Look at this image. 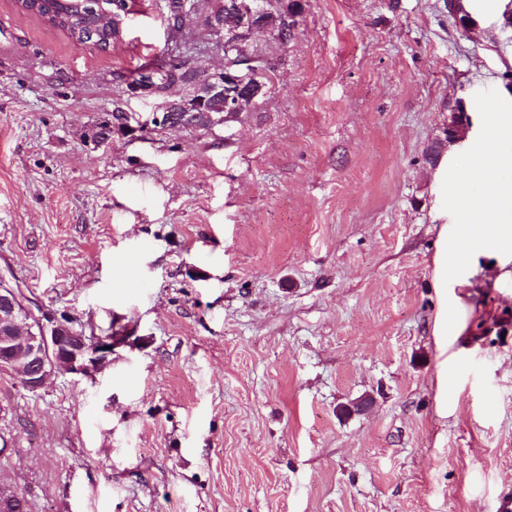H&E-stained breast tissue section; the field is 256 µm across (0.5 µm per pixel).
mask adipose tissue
Returning <instances> with one entry per match:
<instances>
[{
  "instance_id": "obj_1",
  "label": "adipose tissue",
  "mask_w": 512,
  "mask_h": 512,
  "mask_svg": "<svg viewBox=\"0 0 512 512\" xmlns=\"http://www.w3.org/2000/svg\"><path fill=\"white\" fill-rule=\"evenodd\" d=\"M473 108L489 116L484 146L463 169L456 161L441 159L434 177L444 186L449 172L461 170L462 176L455 185L458 222L474 226L483 236L507 241L512 239V234L498 218L497 203L500 198L512 195V181L493 179L492 174L500 169H512V153L500 150L501 141L512 138V113L497 111L481 101L474 102Z\"/></svg>"
}]
</instances>
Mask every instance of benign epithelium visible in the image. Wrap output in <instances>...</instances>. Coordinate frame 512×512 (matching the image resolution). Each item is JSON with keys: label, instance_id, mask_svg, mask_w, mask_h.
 Returning <instances> with one entry per match:
<instances>
[{"label": "benign epithelium", "instance_id": "benign-epithelium-1", "mask_svg": "<svg viewBox=\"0 0 512 512\" xmlns=\"http://www.w3.org/2000/svg\"><path fill=\"white\" fill-rule=\"evenodd\" d=\"M263 10L261 0H234L231 7L234 18L227 21L224 14L214 13L209 17V29L221 36L228 30L245 34L257 27ZM170 12L177 15L181 30L193 22V7L187 0H180L170 7ZM130 14L131 0H113L112 17L117 23L113 44L123 42ZM253 65L254 61L249 57L228 55L224 67L218 71L206 67L192 69L191 78L185 82L188 92L175 98H165L159 111L152 113L150 123L156 127L176 129L180 127L177 113L202 112L205 114V130L211 131L225 124L224 110L213 109L210 103L221 99L226 107L239 106L248 68ZM167 87V79L158 73L147 72L145 78L131 86V92L160 94ZM0 323L7 328L24 327V331L17 335H0V371L12 375L16 369L25 370L21 386L29 392L41 389L55 374L89 376L112 362V337L88 336L47 310L34 312L26 295L2 275ZM18 497L19 492L15 488L0 485V512H11Z\"/></svg>", "mask_w": 512, "mask_h": 512}]
</instances>
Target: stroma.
<instances>
[{
    "mask_svg": "<svg viewBox=\"0 0 512 512\" xmlns=\"http://www.w3.org/2000/svg\"><path fill=\"white\" fill-rule=\"evenodd\" d=\"M112 51L0 0V272L110 366L0 372V483L30 512H497L512 499V244L437 207L456 100L512 113V0H301L266 97L217 134L87 128L167 22ZM369 396L365 415L339 405Z\"/></svg>",
    "mask_w": 512,
    "mask_h": 512,
    "instance_id": "1",
    "label": "stroma"
}]
</instances>
